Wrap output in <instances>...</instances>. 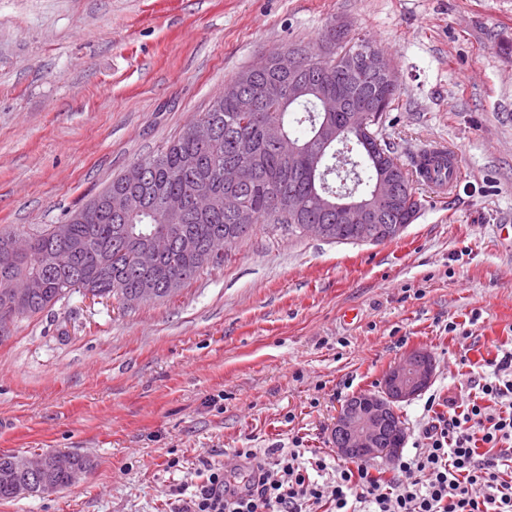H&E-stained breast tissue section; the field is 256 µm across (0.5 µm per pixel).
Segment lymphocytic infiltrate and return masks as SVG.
Returning a JSON list of instances; mask_svg holds the SVG:
<instances>
[{
	"instance_id": "f902f5d3",
	"label": "lymphocytic infiltrate",
	"mask_w": 512,
	"mask_h": 512,
	"mask_svg": "<svg viewBox=\"0 0 512 512\" xmlns=\"http://www.w3.org/2000/svg\"><path fill=\"white\" fill-rule=\"evenodd\" d=\"M495 375L482 392L504 411L493 415L473 401L433 417L422 426L419 452L400 458L392 477L363 461L332 468L299 447L240 448L241 486L223 465L200 457L202 482L172 512H512V351L496 362ZM325 471L329 481L319 482Z\"/></svg>"
}]
</instances>
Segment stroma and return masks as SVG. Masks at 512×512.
Here are the masks:
<instances>
[{
	"label": "stroma",
	"instance_id": "obj_1",
	"mask_svg": "<svg viewBox=\"0 0 512 512\" xmlns=\"http://www.w3.org/2000/svg\"><path fill=\"white\" fill-rule=\"evenodd\" d=\"M371 39L400 94L383 126L405 168L435 141L461 159L445 199L393 241L336 244L256 225L176 294L124 307L72 292L0 341V455L78 453L73 486L0 512H171L198 457L303 448L414 349L428 403L466 405L512 350V0H0V229L63 223L156 154L242 69L329 25ZM178 459L169 467V459Z\"/></svg>",
	"mask_w": 512,
	"mask_h": 512
}]
</instances>
